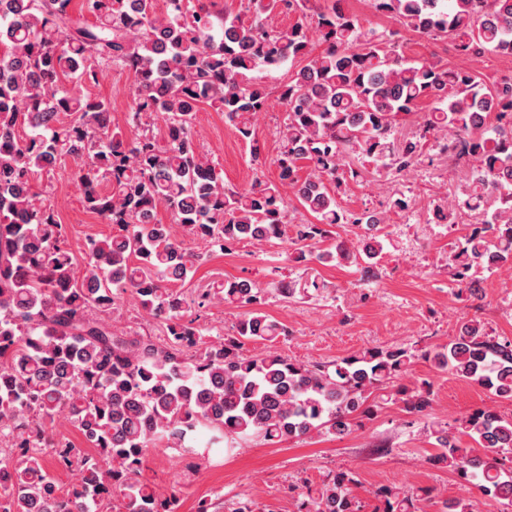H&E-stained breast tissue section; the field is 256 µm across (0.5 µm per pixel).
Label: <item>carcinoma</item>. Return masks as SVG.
<instances>
[{
	"label": "carcinoma",
	"mask_w": 512,
	"mask_h": 512,
	"mask_svg": "<svg viewBox=\"0 0 512 512\" xmlns=\"http://www.w3.org/2000/svg\"><path fill=\"white\" fill-rule=\"evenodd\" d=\"M0 0V512H177L140 479L158 444L191 451L197 427L215 432L208 445L258 437L269 444L327 432L350 434L358 415L399 401L410 414L433 403L424 380L408 387L415 354L367 347L329 367L274 352L245 353L246 343L273 345L284 324L263 313L267 288L224 280L202 292L201 309L218 297L248 307L234 333L207 339L192 306L171 282L186 280L201 256L173 239L156 219L166 208L186 233L221 251L247 242L290 240L287 260L363 264L373 272L383 252L386 213L340 206L360 172L400 176L438 150L473 162L453 203L433 206L429 224H454L462 213L481 222L448 258L456 293L475 276L512 262V77L487 81L433 57L409 60L383 35L334 7L316 14L323 51L312 55L306 0H249L215 14L192 0ZM373 0L376 11L425 37L450 39L465 56L512 55V0ZM300 12L276 30L268 16ZM305 59L280 92L285 118L278 180L255 177L243 189L224 182L223 168L201 150L193 126L206 104L250 145L261 147L253 119L269 94L251 76L260 66ZM132 77L129 139L112 126L110 105L88 87L101 65ZM416 131L398 128L424 101ZM167 117L158 138L154 119ZM72 120L63 122L62 117ZM76 167L86 209L112 226L88 241L78 268L54 206L34 191L33 177L64 160ZM307 168L302 177L299 170ZM314 219L292 224L285 189ZM336 224L364 230L363 249L339 240L320 244ZM284 299H303L320 285L301 277L272 284ZM136 294L146 314L165 325L167 343L118 333L102 315ZM431 367L512 403V340L490 335L481 320L461 322L448 344L426 351ZM388 389L371 403L377 386ZM66 418L94 453L49 431ZM484 455L441 428L432 462L451 468L484 496L512 507V415L477 409L455 420ZM53 465H48L46 455ZM79 474L62 492L54 473ZM347 472L328 476L299 501L297 512H361ZM382 512H425L407 494L388 492Z\"/></svg>",
	"instance_id": "obj_1"
}]
</instances>
